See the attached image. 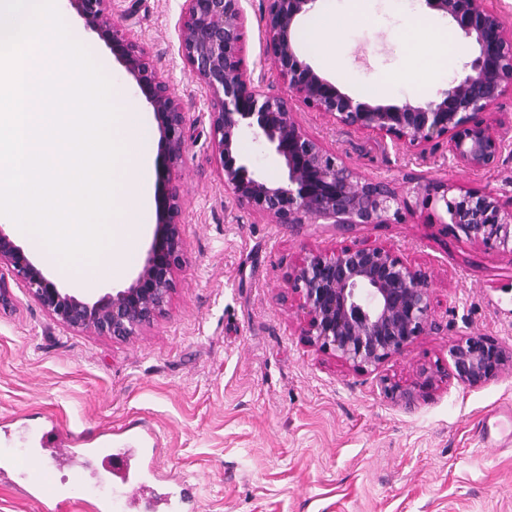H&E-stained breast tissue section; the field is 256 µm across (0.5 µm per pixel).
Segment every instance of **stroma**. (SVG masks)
<instances>
[{
  "instance_id": "stroma-1",
  "label": "stroma",
  "mask_w": 512,
  "mask_h": 512,
  "mask_svg": "<svg viewBox=\"0 0 512 512\" xmlns=\"http://www.w3.org/2000/svg\"><path fill=\"white\" fill-rule=\"evenodd\" d=\"M182 4L115 0L114 13L171 74L187 111L201 115L204 91L178 54ZM244 7L248 69L282 89L264 56L267 0ZM63 15L103 74L129 87L109 48L73 11ZM368 16L337 43L332 65L306 48L313 16L293 32L299 59L351 96L356 76H398L409 62L391 0H370ZM293 110L346 165L398 187L401 222L356 234L429 273L435 328L366 371L305 345L296 307L281 300L289 268L342 238L332 224H275L236 205L202 119L178 168L186 252L166 317L126 342L75 334L10 281L11 305L0 309V437H25L37 460L34 472L0 481V512H49L48 501L26 495L33 477L72 493L71 512L111 502L99 458L69 468L59 451L77 438L119 447L116 430L138 424L141 447L156 451L150 493L188 481L195 497L184 512H512L511 368L478 387L442 379L409 407L385 391L412 384L420 369L447 370L449 347L469 336L512 350V254L457 240L444 204L420 196L449 182L510 203L512 151L473 171L454 164L447 142L421 156L302 103Z\"/></svg>"
}]
</instances>
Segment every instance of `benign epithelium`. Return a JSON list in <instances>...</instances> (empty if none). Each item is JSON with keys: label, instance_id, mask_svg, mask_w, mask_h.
Instances as JSON below:
<instances>
[{"label": "benign epithelium", "instance_id": "obj_1", "mask_svg": "<svg viewBox=\"0 0 512 512\" xmlns=\"http://www.w3.org/2000/svg\"><path fill=\"white\" fill-rule=\"evenodd\" d=\"M121 63L157 123V222L148 256L131 283L90 301L46 277L29 254L0 228V269L27 288L56 324L77 333L127 341L165 317L182 267L183 197L174 188L194 120L171 88V77L112 15V0H64ZM265 54L291 96L254 83L245 58L243 0H184L179 55L184 70L205 93L210 144L224 186L239 205L276 224H334L349 233L372 224H397L401 199L394 184L367 178L310 137L293 117L292 99L336 123L386 136L398 145L426 151L448 141L458 166L483 170L507 147L501 128L478 118L512 94V31L504 28L494 0H427L474 46L462 75L423 105H372L340 91L299 60L292 31L316 0H268ZM265 146L286 176L271 181L249 170L239 153L243 137ZM439 200L445 225L486 250L512 253V210L491 191L443 183ZM287 292L302 313L300 336L315 351L357 371L378 368L435 326L429 276L394 250L355 237L301 257L288 272ZM447 377L480 385L512 367V352L485 336H469L449 349ZM415 389L394 385L405 406L433 386L442 372H419Z\"/></svg>", "mask_w": 512, "mask_h": 512}]
</instances>
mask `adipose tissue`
Listing matches in <instances>:
<instances>
[{"mask_svg":"<svg viewBox=\"0 0 512 512\" xmlns=\"http://www.w3.org/2000/svg\"><path fill=\"white\" fill-rule=\"evenodd\" d=\"M359 0H334L333 4H324L316 0L315 22L308 37V50L311 54L325 51L336 36L343 33L351 21L352 9ZM394 8L406 26V35L416 40L418 46L411 56L412 69L408 76L393 81L387 78L373 77L356 82L360 95L381 97L395 93L408 95H433L447 86L453 77L451 59L460 55V44L441 38L423 41L419 38L422 29L430 27L431 21L416 5L409 0H394Z\"/></svg>","mask_w":512,"mask_h":512,"instance_id":"adipose-tissue-1","label":"adipose tissue"}]
</instances>
